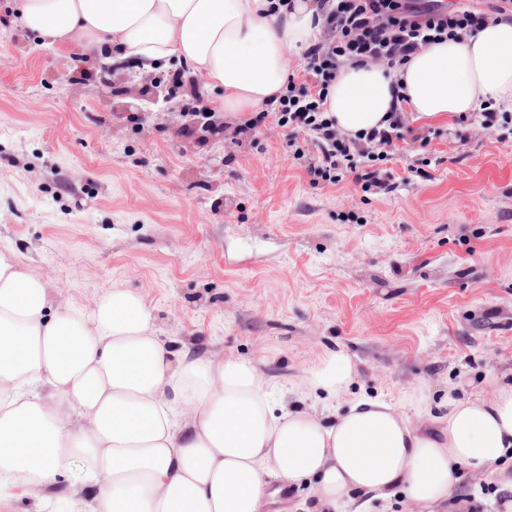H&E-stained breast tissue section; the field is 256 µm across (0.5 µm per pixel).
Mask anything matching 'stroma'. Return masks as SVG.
Returning a JSON list of instances; mask_svg holds the SVG:
<instances>
[{"label": "stroma", "instance_id": "35a3bbf8", "mask_svg": "<svg viewBox=\"0 0 512 512\" xmlns=\"http://www.w3.org/2000/svg\"><path fill=\"white\" fill-rule=\"evenodd\" d=\"M0 0V250L85 308L128 288L192 354L250 359L297 390L330 349L366 396L421 425L422 404L490 393L512 370V126L468 143L407 113L384 188L313 183L273 120L185 126L169 62L144 72L56 53ZM123 111H113V103Z\"/></svg>", "mask_w": 512, "mask_h": 512}]
</instances>
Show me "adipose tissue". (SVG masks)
I'll return each instance as SVG.
<instances>
[{"instance_id": "obj_1", "label": "adipose tissue", "mask_w": 512, "mask_h": 512, "mask_svg": "<svg viewBox=\"0 0 512 512\" xmlns=\"http://www.w3.org/2000/svg\"><path fill=\"white\" fill-rule=\"evenodd\" d=\"M18 11L57 49L144 70L176 60L222 89L209 105L231 116L275 101L323 23L316 0H19ZM488 100L512 104V21L423 47L394 71L345 64L324 107L355 136L383 129L399 104L443 120ZM355 373L330 350L304 375L305 393L273 398L253 361L194 357L160 336L137 292L57 305L43 278L0 251V497L68 474L74 494L40 497L33 512H262L273 476L309 482L305 512H369L399 492L421 512H463L459 470L512 489V377L494 378L488 398L449 397L422 428L378 399L333 415L309 405Z\"/></svg>"}]
</instances>
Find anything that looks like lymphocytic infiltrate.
Returning a JSON list of instances; mask_svg holds the SVG:
<instances>
[{"mask_svg":"<svg viewBox=\"0 0 512 512\" xmlns=\"http://www.w3.org/2000/svg\"><path fill=\"white\" fill-rule=\"evenodd\" d=\"M325 24V39L305 54L308 80L288 82L279 97L274 119L287 131L286 145L303 154L304 144L318 151L310 169L315 180L335 182L339 172L353 174L363 187H380L376 167L389 157L403 124V112L394 109L387 129L372 132L358 142L336 126L323 110L330 83L343 64L371 61L398 68L418 48L443 40H457L485 25L491 16L512 13V0H495L491 9L458 0L451 9L431 0H317Z\"/></svg>","mask_w":512,"mask_h":512,"instance_id":"f902f5d3","label":"lymphocytic infiltrate"}]
</instances>
